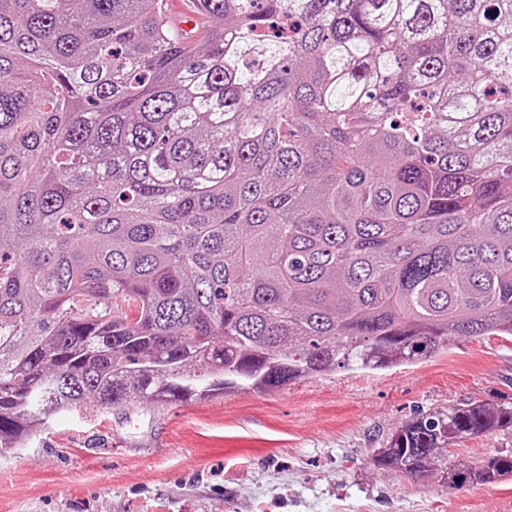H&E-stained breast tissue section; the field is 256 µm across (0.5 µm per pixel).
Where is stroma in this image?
Masks as SVG:
<instances>
[{
	"label": "stroma",
	"instance_id": "stroma-1",
	"mask_svg": "<svg viewBox=\"0 0 512 512\" xmlns=\"http://www.w3.org/2000/svg\"><path fill=\"white\" fill-rule=\"evenodd\" d=\"M467 402L512 407V337L264 394L90 405L0 456V512H512V476L452 490L374 462L411 419ZM501 452L511 430L450 449L455 462Z\"/></svg>",
	"mask_w": 512,
	"mask_h": 512
}]
</instances>
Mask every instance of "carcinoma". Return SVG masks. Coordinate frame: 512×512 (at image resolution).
Wrapping results in <instances>:
<instances>
[{"mask_svg": "<svg viewBox=\"0 0 512 512\" xmlns=\"http://www.w3.org/2000/svg\"><path fill=\"white\" fill-rule=\"evenodd\" d=\"M0 0V455L59 413L512 335V0ZM512 428L465 403L375 462ZM158 7L162 17L180 34L193 29L201 17L192 0H158Z\"/></svg>", "mask_w": 512, "mask_h": 512, "instance_id": "obj_1", "label": "carcinoma"}]
</instances>
